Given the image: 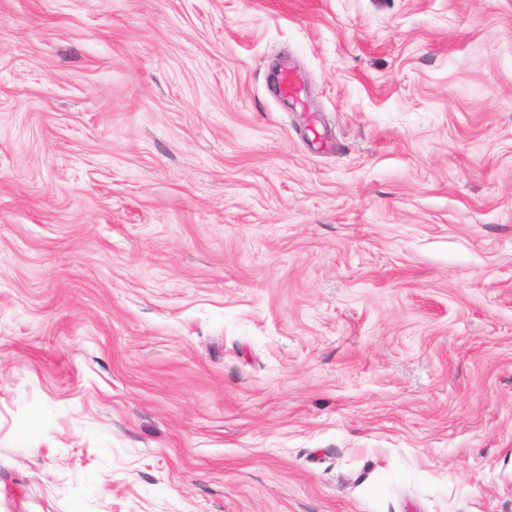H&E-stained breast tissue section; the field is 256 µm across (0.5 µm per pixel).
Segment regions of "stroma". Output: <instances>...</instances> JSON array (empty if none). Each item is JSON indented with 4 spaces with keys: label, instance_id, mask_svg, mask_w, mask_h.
Wrapping results in <instances>:
<instances>
[{
    "label": "stroma",
    "instance_id": "obj_1",
    "mask_svg": "<svg viewBox=\"0 0 512 512\" xmlns=\"http://www.w3.org/2000/svg\"><path fill=\"white\" fill-rule=\"evenodd\" d=\"M0 512H512V0H0ZM280 89L283 95L299 102L302 95V77L291 67L284 68L279 77Z\"/></svg>",
    "mask_w": 512,
    "mask_h": 512
}]
</instances>
